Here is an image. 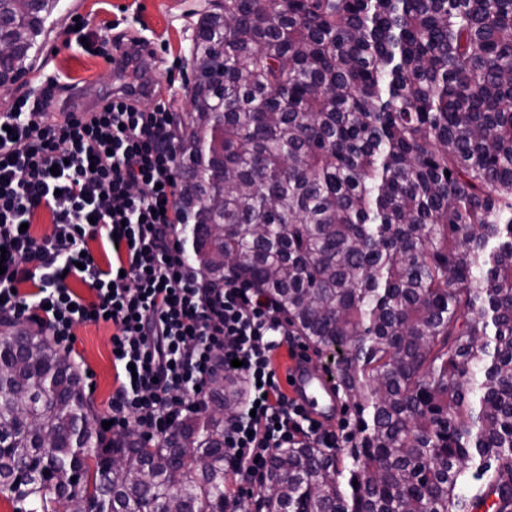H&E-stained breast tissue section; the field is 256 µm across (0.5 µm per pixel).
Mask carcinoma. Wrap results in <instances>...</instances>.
<instances>
[{"mask_svg": "<svg viewBox=\"0 0 512 512\" xmlns=\"http://www.w3.org/2000/svg\"><path fill=\"white\" fill-rule=\"evenodd\" d=\"M56 7L0 0V81ZM193 61V262L341 352L355 410L346 456L277 450L259 507L473 512L475 467L512 512V0H224ZM211 383L208 411L146 447L100 430L46 337H0V493L16 512H225L240 383Z\"/></svg>", "mask_w": 512, "mask_h": 512, "instance_id": "cac0c4a2", "label": "carcinoma"}]
</instances>
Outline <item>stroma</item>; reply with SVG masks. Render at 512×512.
<instances>
[{"mask_svg":"<svg viewBox=\"0 0 512 512\" xmlns=\"http://www.w3.org/2000/svg\"><path fill=\"white\" fill-rule=\"evenodd\" d=\"M201 0H60L46 22V33L33 67L15 82L9 94L0 96V112L16 97L39 94L44 76H59L61 84L71 86V96L79 107L88 108L111 92L119 91L123 77L106 64L104 58L81 47V37L102 42L123 33L148 38L157 50L159 62L138 69L136 76L154 84L144 98L150 106L176 95L178 111H185L186 80L191 75L193 28L198 20ZM85 25L75 33V21ZM112 327L86 325L76 331L74 352L90 373L83 380L85 397L97 414H106L115 386L112 364Z\"/></svg>","mask_w":512,"mask_h":512,"instance_id":"stroma-1","label":"stroma"}]
</instances>
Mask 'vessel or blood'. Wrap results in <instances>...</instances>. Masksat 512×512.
Returning <instances> with one entry per match:
<instances>
[{"instance_id": "1", "label": "vessel or blood", "mask_w": 512, "mask_h": 512, "mask_svg": "<svg viewBox=\"0 0 512 512\" xmlns=\"http://www.w3.org/2000/svg\"><path fill=\"white\" fill-rule=\"evenodd\" d=\"M290 395L309 414L322 418L335 414L338 400L329 373L313 370L310 363L292 359L283 370Z\"/></svg>"}]
</instances>
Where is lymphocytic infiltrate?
<instances>
[{
    "instance_id": "obj_1",
    "label": "lymphocytic infiltrate",
    "mask_w": 512,
    "mask_h": 512,
    "mask_svg": "<svg viewBox=\"0 0 512 512\" xmlns=\"http://www.w3.org/2000/svg\"><path fill=\"white\" fill-rule=\"evenodd\" d=\"M46 84L0 113V314L39 324L66 351L77 327L111 324L109 434L165 441L206 408L221 371L243 384L224 423V454L242 481L262 484L277 449L352 444L349 420L322 432L283 391L274 356L300 344L274 303L232 276L210 284L188 259L171 103L145 108L121 91L57 118L58 81ZM43 210L51 230L40 235L32 223Z\"/></svg>"
}]
</instances>
